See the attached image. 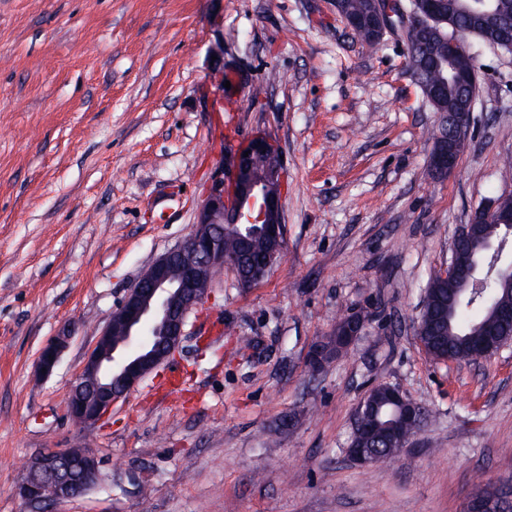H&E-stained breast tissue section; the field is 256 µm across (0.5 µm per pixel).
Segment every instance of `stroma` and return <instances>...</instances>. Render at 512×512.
<instances>
[{"instance_id":"1","label":"stroma","mask_w":512,"mask_h":512,"mask_svg":"<svg viewBox=\"0 0 512 512\" xmlns=\"http://www.w3.org/2000/svg\"><path fill=\"white\" fill-rule=\"evenodd\" d=\"M467 46L475 106L442 177L404 32L372 51L334 0H0V512H27L13 489L45 448L91 449L105 476L54 512H466L477 486L512 485V346L474 367L415 335L459 225L512 195V52ZM259 133L288 173L282 257L248 288L216 274L175 355L74 425L65 399L101 329ZM348 313L364 333L311 372ZM380 384L430 416L363 466L347 448ZM71 336L63 333L62 335L54 336L42 347L37 358V370L43 376H49L57 366L63 352L68 347ZM45 369V373H42Z\"/></svg>"}]
</instances>
